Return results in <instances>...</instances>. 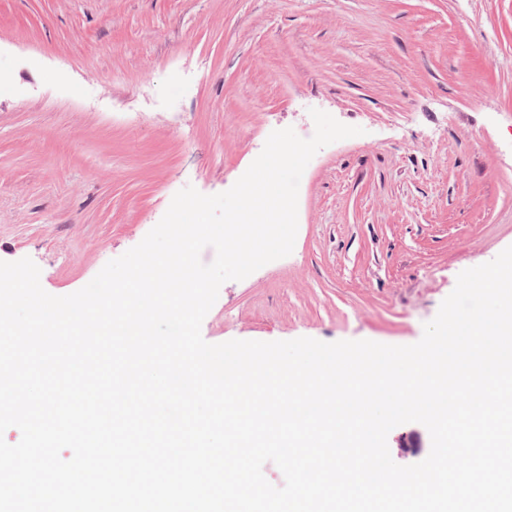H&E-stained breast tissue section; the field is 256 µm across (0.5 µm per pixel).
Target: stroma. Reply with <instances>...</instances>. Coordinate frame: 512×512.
Listing matches in <instances>:
<instances>
[{
  "label": "stroma",
  "mask_w": 512,
  "mask_h": 512,
  "mask_svg": "<svg viewBox=\"0 0 512 512\" xmlns=\"http://www.w3.org/2000/svg\"><path fill=\"white\" fill-rule=\"evenodd\" d=\"M313 108L364 133L311 159L292 253L225 282L202 336L417 343L512 246V0H0V261L72 294Z\"/></svg>",
  "instance_id": "obj_1"
}]
</instances>
